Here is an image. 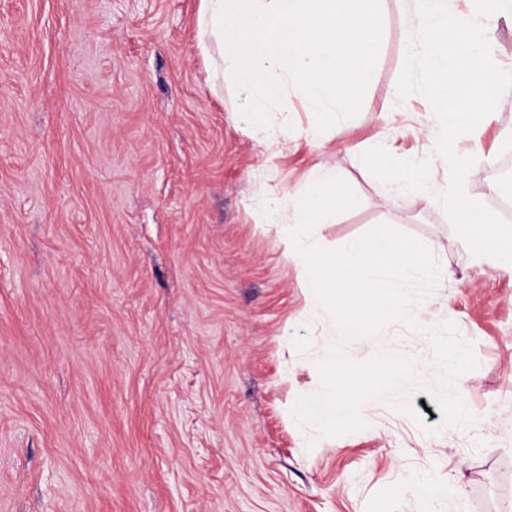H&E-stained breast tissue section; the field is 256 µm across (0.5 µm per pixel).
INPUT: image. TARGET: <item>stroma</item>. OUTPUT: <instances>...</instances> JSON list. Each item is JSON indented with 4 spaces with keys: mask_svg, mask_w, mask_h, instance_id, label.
I'll use <instances>...</instances> for the list:
<instances>
[{
    "mask_svg": "<svg viewBox=\"0 0 512 512\" xmlns=\"http://www.w3.org/2000/svg\"><path fill=\"white\" fill-rule=\"evenodd\" d=\"M380 3L362 109L316 143L301 99L273 142L280 113L253 126L245 92L209 80L199 0H0V512H512V275L357 162L375 140L437 158L429 101L397 94L407 4ZM507 136L512 97L458 140L470 197L512 196ZM317 167L360 200L317 244L387 222L434 247L415 326L341 340L283 260L262 208ZM443 321L479 361L457 380L468 428L441 429L424 387ZM337 343L416 358L417 419L370 401L362 431L300 429L290 409Z\"/></svg>",
    "mask_w": 512,
    "mask_h": 512,
    "instance_id": "35a3bbf8",
    "label": "stroma"
}]
</instances>
